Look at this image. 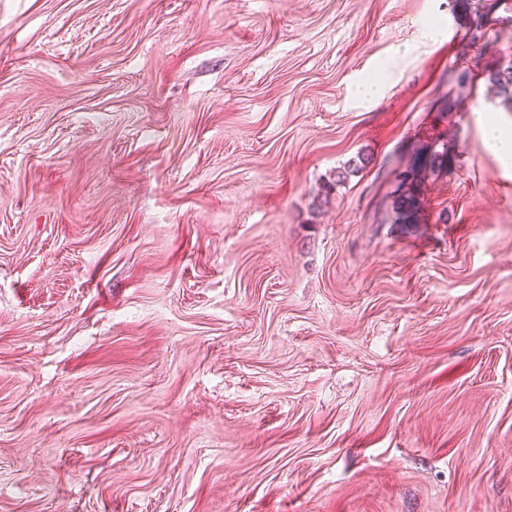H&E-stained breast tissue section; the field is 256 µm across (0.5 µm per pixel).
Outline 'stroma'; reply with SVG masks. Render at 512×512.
I'll return each mask as SVG.
<instances>
[{
	"label": "stroma",
	"instance_id": "1",
	"mask_svg": "<svg viewBox=\"0 0 512 512\" xmlns=\"http://www.w3.org/2000/svg\"><path fill=\"white\" fill-rule=\"evenodd\" d=\"M511 62L512 0H0V512H512ZM489 81L505 106L512 112V64L489 74ZM484 138L493 151L504 161L512 160V132L498 121L483 114L477 116Z\"/></svg>",
	"mask_w": 512,
	"mask_h": 512
}]
</instances>
